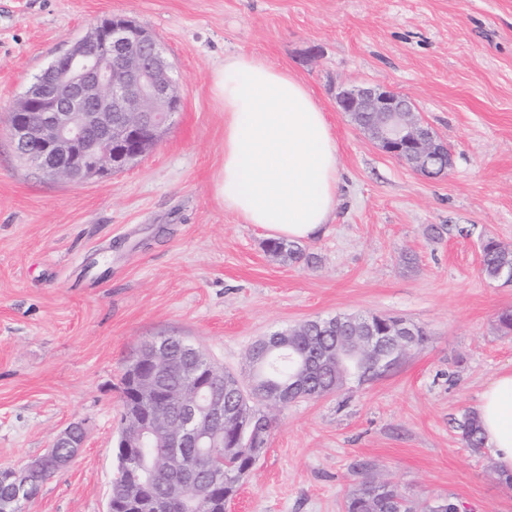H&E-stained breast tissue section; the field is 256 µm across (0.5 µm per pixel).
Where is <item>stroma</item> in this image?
I'll return each mask as SVG.
<instances>
[{
	"label": "stroma",
	"instance_id": "obj_1",
	"mask_svg": "<svg viewBox=\"0 0 512 512\" xmlns=\"http://www.w3.org/2000/svg\"><path fill=\"white\" fill-rule=\"evenodd\" d=\"M113 15L157 38L180 110L123 171L46 176L17 154L8 114ZM240 53L302 80L338 145L336 217L305 242L308 265L269 255L265 231L214 192L224 113L211 75ZM354 85L407 98L453 168L428 178L385 153L337 106ZM489 236L512 249V0H0V467L42 455L71 422L87 435L25 512H106L122 368L145 341L180 337L242 373L263 336L371 314L426 340L381 380L273 410L233 512H344L356 457L412 497L512 512L491 452L454 424L512 370L497 322L512 283L481 271Z\"/></svg>",
	"mask_w": 512,
	"mask_h": 512
}]
</instances>
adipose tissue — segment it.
Returning <instances> with one entry per match:
<instances>
[{"label":"adipose tissue","instance_id":"adipose-tissue-1","mask_svg":"<svg viewBox=\"0 0 512 512\" xmlns=\"http://www.w3.org/2000/svg\"><path fill=\"white\" fill-rule=\"evenodd\" d=\"M211 92L224 110L216 192L225 210L272 238H316L336 214L340 158L307 86L254 56L234 54L214 71ZM474 411L499 471L512 473V372L489 384Z\"/></svg>","mask_w":512,"mask_h":512}]
</instances>
